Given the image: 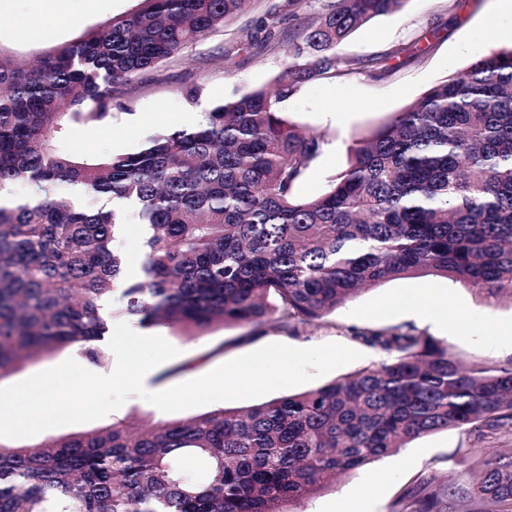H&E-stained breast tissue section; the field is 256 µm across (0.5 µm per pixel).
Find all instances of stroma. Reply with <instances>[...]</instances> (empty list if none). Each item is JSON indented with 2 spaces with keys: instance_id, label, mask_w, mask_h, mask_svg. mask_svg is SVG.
<instances>
[{
  "instance_id": "1",
  "label": "stroma",
  "mask_w": 512,
  "mask_h": 512,
  "mask_svg": "<svg viewBox=\"0 0 512 512\" xmlns=\"http://www.w3.org/2000/svg\"><path fill=\"white\" fill-rule=\"evenodd\" d=\"M139 5L140 0H64L58 19L47 23L40 37L32 38L20 25L43 18V0H0V51L28 59L77 38L107 19L125 16ZM288 10V0H254L246 13L131 83L129 112L115 113L108 125L73 126L61 141L62 150L95 157L134 153L157 133L180 127L188 111L181 96L183 87L203 85L200 105L208 110L243 91L270 85L288 62V45L266 41L256 21L267 12L284 16ZM511 27L512 11L504 8L502 0H407L400 12L359 28L338 47L342 60H367L398 45L415 47L419 57L381 76L357 69L337 79L313 83L284 102L285 116L297 129L326 135L330 144L299 184L298 197L306 199L328 191L348 165L346 147L353 136L387 121L475 60L512 47V39L502 34ZM244 40L249 41V48H241ZM332 105L341 109L334 121L327 116ZM415 304L441 307L448 315L447 330L413 317L409 309ZM396 327H411L447 342L449 352L468 366L512 362V305H490L462 284L422 275L363 292L322 321L297 326L290 333L271 326L254 338L249 327L235 326L187 337L155 328V335L178 349L174 362L182 370L164 379L160 368H153L148 373V385L157 392L169 389L271 343L291 347L338 343L360 352V359L312 380L316 388L385 360L384 352L356 340L354 331ZM494 333L499 339L492 347L487 337ZM510 447L512 438L507 436L482 441L455 430L432 433L414 440L398 454L343 476L304 501L299 509L338 512L353 492L369 481L374 494L368 512H396L400 498L420 483L463 482L489 454Z\"/></svg>"
}]
</instances>
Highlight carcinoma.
Instances as JSON below:
<instances>
[{
  "label": "carcinoma",
  "instance_id": "carcinoma-1",
  "mask_svg": "<svg viewBox=\"0 0 512 512\" xmlns=\"http://www.w3.org/2000/svg\"><path fill=\"white\" fill-rule=\"evenodd\" d=\"M253 0H142L27 65L0 51V380L64 349L103 367L114 318L186 336L214 326L322 320L362 291L434 274L512 302V47L427 90L347 147L324 194L295 189L327 144L280 104L346 74L336 49L408 0H323L283 29L272 87L225 101L141 150L64 153L66 130L110 123L125 86L246 12ZM413 51L397 46L368 65ZM143 227L125 277L116 232ZM388 359L242 408L142 425L117 420L29 445L0 442V512H288L337 477L422 436L512 435V365L466 367L411 327L357 332ZM512 512V454L446 490L426 481L396 512Z\"/></svg>",
  "mask_w": 512,
  "mask_h": 512
}]
</instances>
